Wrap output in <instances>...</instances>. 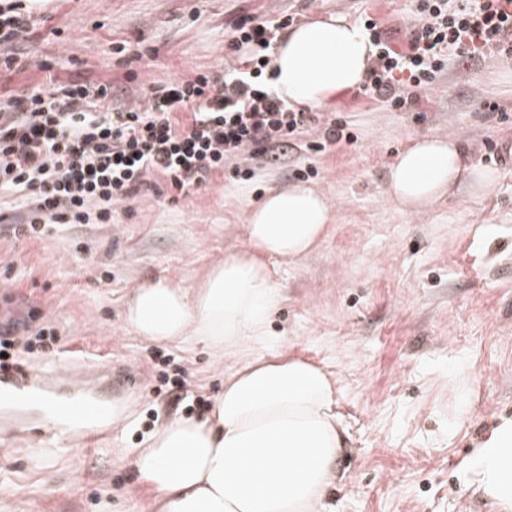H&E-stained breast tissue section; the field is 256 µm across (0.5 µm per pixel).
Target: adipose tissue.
Masks as SVG:
<instances>
[{
    "mask_svg": "<svg viewBox=\"0 0 512 512\" xmlns=\"http://www.w3.org/2000/svg\"><path fill=\"white\" fill-rule=\"evenodd\" d=\"M373 47L343 14L290 28L271 60L277 94L299 108L329 104L360 86ZM494 173L469 166L459 141L415 137L390 164L386 195L417 214L461 182L484 189ZM336 205L325 192L278 185L246 212L243 247L214 260L192 286L160 280L134 288L124 320L153 342L205 347L241 359L228 368L211 410L164 421L133 457L151 512H323L334 464L346 446L334 379L288 353L267 354L283 290L275 265L307 257L327 237ZM475 491L512 512V418L475 448Z\"/></svg>",
    "mask_w": 512,
    "mask_h": 512,
    "instance_id": "ef3b65f1",
    "label": "adipose tissue"
}]
</instances>
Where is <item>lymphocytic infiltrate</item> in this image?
I'll use <instances>...</instances> for the list:
<instances>
[{
	"mask_svg": "<svg viewBox=\"0 0 512 512\" xmlns=\"http://www.w3.org/2000/svg\"><path fill=\"white\" fill-rule=\"evenodd\" d=\"M416 13L399 47L372 16L363 18L375 56L358 96L402 110L411 89H434L450 64L512 58V0H417ZM297 21L293 13L241 17L221 70L131 102L113 99L108 83L59 80L40 62V83L0 93V193L18 201L0 208V236L38 240L76 224L114 223L118 205L156 179L184 198L221 171L250 180L251 160L283 159L303 134L301 148L311 153L354 143L345 120L295 109L274 89L271 55ZM33 29L25 0H0V68L20 67ZM57 340L49 325L30 332L1 324L0 366L23 369Z\"/></svg>",
	"mask_w": 512,
	"mask_h": 512,
	"instance_id": "f902f5d3",
	"label": "lymphocytic infiltrate"
}]
</instances>
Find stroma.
I'll return each mask as SVG.
<instances>
[{"mask_svg": "<svg viewBox=\"0 0 512 512\" xmlns=\"http://www.w3.org/2000/svg\"><path fill=\"white\" fill-rule=\"evenodd\" d=\"M34 8L33 64L0 76V87L41 82L37 63L47 58L59 79L108 81L124 100L218 69L242 15L294 10L306 22L367 14L395 41L415 21L412 0H35ZM121 44L127 53H116ZM412 95L410 109L390 110L340 94L333 110L351 123L354 143L262 164L249 181L221 174L179 200L148 189L118 224L0 238V316L31 331L52 323L59 351L111 361L131 378V415L113 426L111 446L60 454L32 436L0 437V512H144L135 450L167 419L206 415L226 363L191 342L133 334L128 296L164 277L192 284L242 243L249 205L296 182L299 164L316 168L310 183L331 195L337 219L314 255L276 266L284 299L270 350L308 358L338 382L347 446L325 512H497L470 486L467 462L478 440L512 416V159L486 149L512 140V60L454 66L434 90ZM490 102L506 118L488 115ZM428 133L461 141L495 183L480 192L461 183L424 215L398 210L385 197L387 167ZM166 354L184 383L178 407L164 383Z\"/></svg>", "mask_w": 512, "mask_h": 512, "instance_id": "obj_1", "label": "stroma"}]
</instances>
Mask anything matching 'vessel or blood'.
I'll use <instances>...</instances> for the list:
<instances>
[{"mask_svg":"<svg viewBox=\"0 0 512 512\" xmlns=\"http://www.w3.org/2000/svg\"><path fill=\"white\" fill-rule=\"evenodd\" d=\"M112 367L95 365L73 385L69 372L49 363L39 373L0 369V400L38 397L47 420L41 436L48 446L68 452L105 443L112 429Z\"/></svg>","mask_w":512,"mask_h":512,"instance_id":"1","label":"vessel or blood"}]
</instances>
